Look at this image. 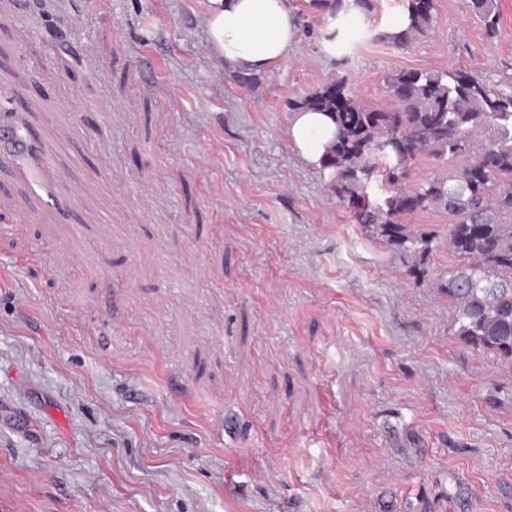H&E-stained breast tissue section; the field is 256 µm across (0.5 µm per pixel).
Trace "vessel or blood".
<instances>
[{"label":"vessel or blood","instance_id":"1","mask_svg":"<svg viewBox=\"0 0 512 512\" xmlns=\"http://www.w3.org/2000/svg\"><path fill=\"white\" fill-rule=\"evenodd\" d=\"M30 106L24 94L0 88V149L13 158L27 194L40 202L43 212L67 222L71 219L73 188L63 177L46 176L33 161L29 152L32 134L23 121Z\"/></svg>","mask_w":512,"mask_h":512}]
</instances>
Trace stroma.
I'll list each match as a JSON object with an SVG mask.
<instances>
[{
    "label": "stroma",
    "mask_w": 512,
    "mask_h": 512,
    "mask_svg": "<svg viewBox=\"0 0 512 512\" xmlns=\"http://www.w3.org/2000/svg\"><path fill=\"white\" fill-rule=\"evenodd\" d=\"M429 35L353 36L349 87L400 70L512 79V0ZM209 0H0V87L22 89L65 242L0 168V512H512V367L453 336L426 280L325 190L289 100L337 69L298 29L241 86L210 56ZM494 0H472L481 21L484 24L487 37L494 39L500 33L499 15L493 7Z\"/></svg>",
    "instance_id": "35a3bbf8"
}]
</instances>
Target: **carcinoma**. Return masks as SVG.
<instances>
[{
	"label": "carcinoma",
	"mask_w": 512,
	"mask_h": 512,
	"mask_svg": "<svg viewBox=\"0 0 512 512\" xmlns=\"http://www.w3.org/2000/svg\"><path fill=\"white\" fill-rule=\"evenodd\" d=\"M397 25L378 35L404 50L427 34L435 20L434 0H405ZM494 0H472L487 37L500 33ZM315 14L303 24L320 27L319 39L348 65L345 30L368 28L372 0H310ZM334 77L312 93L288 100L292 113L311 109L330 115L335 130L320 160L318 174L328 190L354 209L371 238L386 244L415 279L435 234L405 217L428 210L452 218L448 251L463 264L435 286L454 308L453 335L464 342L512 359V84L493 82L474 69L403 70L387 79L392 111L362 103ZM466 155L462 167L455 161ZM428 156L444 172L410 184L417 162ZM378 184L381 194L370 197Z\"/></svg>",
	"instance_id": "carcinoma-1"
}]
</instances>
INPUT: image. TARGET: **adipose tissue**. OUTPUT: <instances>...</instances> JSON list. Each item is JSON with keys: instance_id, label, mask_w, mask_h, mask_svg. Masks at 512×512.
<instances>
[{"instance_id": "1", "label": "adipose tissue", "mask_w": 512, "mask_h": 512, "mask_svg": "<svg viewBox=\"0 0 512 512\" xmlns=\"http://www.w3.org/2000/svg\"><path fill=\"white\" fill-rule=\"evenodd\" d=\"M208 35L215 59L233 72L261 73L285 60L296 38L288 0H209ZM334 125L315 111L294 114L289 137L303 159L318 164Z\"/></svg>"}]
</instances>
